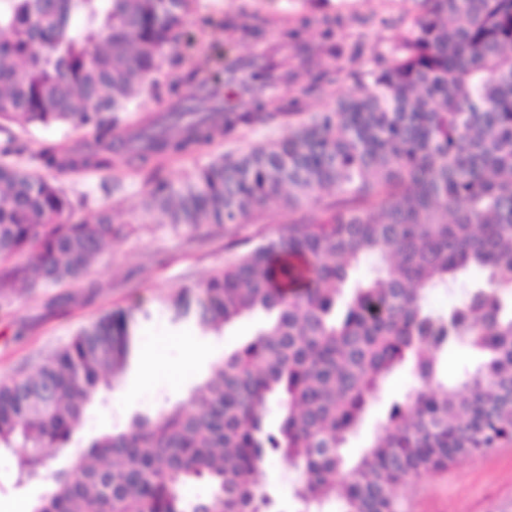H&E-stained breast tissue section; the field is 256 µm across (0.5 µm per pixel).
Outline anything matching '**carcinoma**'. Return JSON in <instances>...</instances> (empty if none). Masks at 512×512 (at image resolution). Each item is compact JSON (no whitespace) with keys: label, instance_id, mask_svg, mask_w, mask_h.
<instances>
[{"label":"carcinoma","instance_id":"carcinoma-1","mask_svg":"<svg viewBox=\"0 0 512 512\" xmlns=\"http://www.w3.org/2000/svg\"><path fill=\"white\" fill-rule=\"evenodd\" d=\"M420 2L405 42L380 55L348 98L336 97V84L354 75L361 44L336 42L342 18L320 19L314 47L279 19L224 20L244 39L278 26L281 47L301 62L309 53L346 59L310 73L306 90L329 103L305 113L286 56L178 70V48L193 40L189 0H0V130L21 116L89 134L32 154L34 172L0 160V263L29 252L26 264L0 270V301L20 283L58 288L84 277L124 233L106 206L92 221H72L87 197L72 198L58 177L139 174L218 135L287 126L183 181L146 180L143 222L175 228L243 224L281 200L286 232L161 300L172 323L204 334L258 312L264 322L187 400L137 415L74 454L33 512H270L257 480L269 451L299 474L298 512H328L334 501L339 512H408L402 487L512 442V0ZM279 86L286 93L271 94ZM163 87L169 110L123 123L133 100ZM185 90L196 105L183 106ZM364 260L370 276L351 278ZM473 269L483 277L465 279ZM457 287L456 306L427 307L432 290ZM151 316L112 310L33 374L0 382V452L26 449L20 479L39 477L44 449L67 445L86 407L119 384ZM456 346L480 361L450 383L439 356ZM401 368L418 385L391 404L357 457L344 456ZM199 480L209 494L187 497L184 487Z\"/></svg>","mask_w":512,"mask_h":512}]
</instances>
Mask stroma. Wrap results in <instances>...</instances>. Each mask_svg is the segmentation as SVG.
Wrapping results in <instances>:
<instances>
[{
  "label": "stroma",
  "mask_w": 512,
  "mask_h": 512,
  "mask_svg": "<svg viewBox=\"0 0 512 512\" xmlns=\"http://www.w3.org/2000/svg\"><path fill=\"white\" fill-rule=\"evenodd\" d=\"M247 11L262 16L284 17L289 22L311 19L306 33L317 41V18L325 15L346 18L347 26L337 30L336 39L349 44L361 42L359 71L375 67L376 56L399 43L408 24L418 13L416 0H191L186 16L195 43L182 47L185 62L207 53L212 67H222L250 54H276L278 36L265 30L259 42L244 44L225 31V18ZM282 127H256L227 139L215 141L200 151L164 160L160 178L180 181L207 164L219 153L237 154L248 147L279 138ZM81 134L64 125L33 127L12 121L0 132V151L12 150V159L27 166L31 154L42 147H68ZM108 172L85 171L63 178L72 197L87 196L88 206L76 212V219L92 217L100 206L111 209L125 233L112 240L93 265L94 288L74 283L65 286L69 304L52 307L50 293L39 289H15L8 307L0 308V382H10L31 372L42 357L67 343L75 331L116 307H142L153 311L141 329L139 358L133 359L119 387L107 393L106 401L86 409L72 441L64 448L51 449L50 472L37 481L18 482L17 455L0 452V512L19 500H36L50 483L52 470L67 465L71 452L84 448L100 434L126 424L134 415H156L168 402L186 400L190 387L222 360L225 352L249 341L262 320L261 315L236 322L223 336L201 334L189 325L171 324L166 313L157 310V299L184 287H194L214 271L223 268L229 244L258 241L283 231L286 217L277 202L256 212L248 223L206 224L190 232L167 224H145L141 212L145 186L141 176L128 175L120 191L108 194ZM156 355L164 369L150 378L141 376L142 356ZM415 379L408 369L396 371L380 398L369 405L360 431L350 437L346 452L357 456L370 442L378 422L392 401L403 399ZM275 500L277 512H295V471L286 469L278 456H268L261 474ZM410 512H512V443L477 460L462 459L447 470L424 475L402 490Z\"/></svg>",
  "instance_id": "stroma-1"
}]
</instances>
